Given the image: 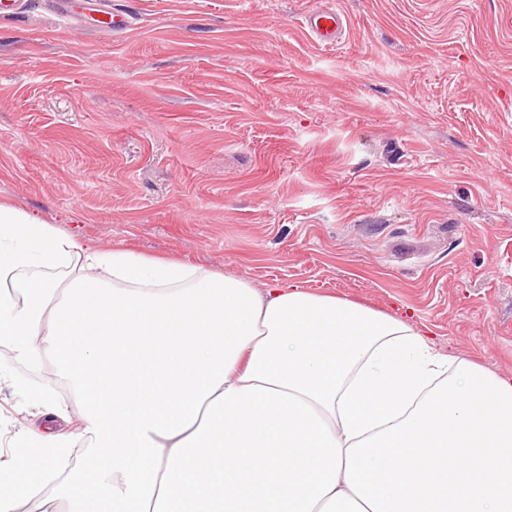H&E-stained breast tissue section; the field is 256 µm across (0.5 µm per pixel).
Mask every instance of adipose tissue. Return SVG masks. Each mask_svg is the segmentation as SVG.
I'll use <instances>...</instances> for the list:
<instances>
[{
  "instance_id": "obj_1",
  "label": "adipose tissue",
  "mask_w": 512,
  "mask_h": 512,
  "mask_svg": "<svg viewBox=\"0 0 512 512\" xmlns=\"http://www.w3.org/2000/svg\"><path fill=\"white\" fill-rule=\"evenodd\" d=\"M2 340L54 364L95 456L43 512H512V374L369 308L0 203ZM75 440L18 431L39 454L0 461V512Z\"/></svg>"
}]
</instances>
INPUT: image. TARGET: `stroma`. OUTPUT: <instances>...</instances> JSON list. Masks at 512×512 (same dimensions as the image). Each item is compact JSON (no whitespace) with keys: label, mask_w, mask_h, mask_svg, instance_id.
<instances>
[{"label":"stroma","mask_w":512,"mask_h":512,"mask_svg":"<svg viewBox=\"0 0 512 512\" xmlns=\"http://www.w3.org/2000/svg\"><path fill=\"white\" fill-rule=\"evenodd\" d=\"M0 17V201L110 249L290 283L512 373V0H55ZM348 25L320 47L305 16ZM75 403L0 344L20 386ZM99 13L98 22L100 27L112 30V33H122L131 28L134 17L131 14L121 11L94 10Z\"/></svg>","instance_id":"35a3bbf8"}]
</instances>
